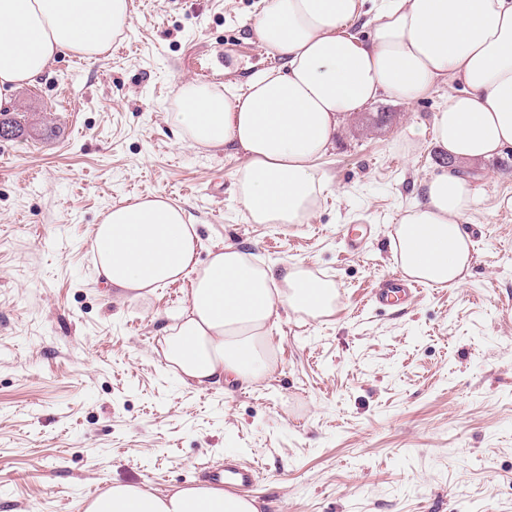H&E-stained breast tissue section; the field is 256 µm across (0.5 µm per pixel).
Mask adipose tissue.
<instances>
[{
  "mask_svg": "<svg viewBox=\"0 0 512 512\" xmlns=\"http://www.w3.org/2000/svg\"><path fill=\"white\" fill-rule=\"evenodd\" d=\"M370 16V33L357 31ZM129 0H0V110L58 54L94 59L129 24ZM259 41L281 60L240 87L178 85L175 119L201 150H231L240 203L253 224H303L326 189L318 163L341 124L383 96L414 102L447 86L433 138L456 163L512 147V0H264ZM422 198L394 227L395 262L423 283L460 286L471 264L461 218L478 201L467 177H427ZM197 227L160 194L114 205L95 225L96 277L142 297L189 282L186 307L163 356L183 385L257 384L268 375V336L282 314L320 319L339 294L303 266L256 263L233 246L198 259ZM85 512H259L255 499L207 482L156 493L114 483Z\"/></svg>",
  "mask_w": 512,
  "mask_h": 512,
  "instance_id": "obj_1",
  "label": "adipose tissue"
}]
</instances>
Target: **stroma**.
Returning <instances> with one entry per match:
<instances>
[{"label":"stroma","instance_id":"obj_1","mask_svg":"<svg viewBox=\"0 0 512 512\" xmlns=\"http://www.w3.org/2000/svg\"><path fill=\"white\" fill-rule=\"evenodd\" d=\"M261 8L131 0L109 52L62 53L15 91L18 128L0 138V512H84L112 483L163 492L228 458L256 467L260 512H512V148L471 165L464 284L376 306L394 226L441 169L432 118L448 90L365 107L320 162L308 222L250 223L239 158L191 148L172 114L181 82L280 66L252 30ZM150 193L187 210L200 259L232 244L335 281L332 315L272 330L265 381L184 386L162 347L188 283L133 298L97 281L101 214Z\"/></svg>","mask_w":512,"mask_h":512}]
</instances>
